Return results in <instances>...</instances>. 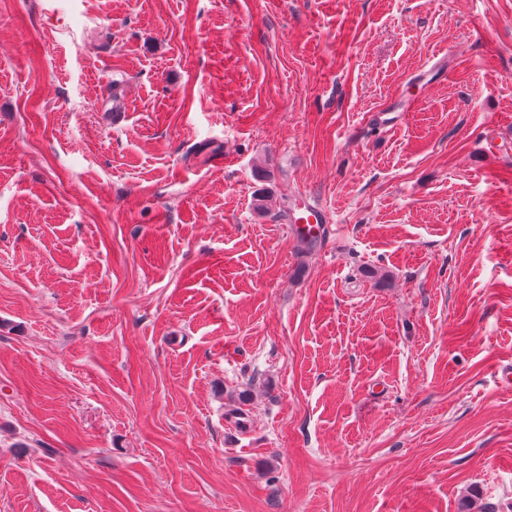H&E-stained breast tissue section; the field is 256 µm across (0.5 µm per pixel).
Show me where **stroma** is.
I'll use <instances>...</instances> for the list:
<instances>
[{"mask_svg":"<svg viewBox=\"0 0 512 512\" xmlns=\"http://www.w3.org/2000/svg\"><path fill=\"white\" fill-rule=\"evenodd\" d=\"M509 366L512 0H0V512H512ZM288 222L295 224V230L303 240L315 241L329 227L330 217L324 210L311 206L298 213L288 209Z\"/></svg>","mask_w":512,"mask_h":512,"instance_id":"1","label":"stroma"}]
</instances>
